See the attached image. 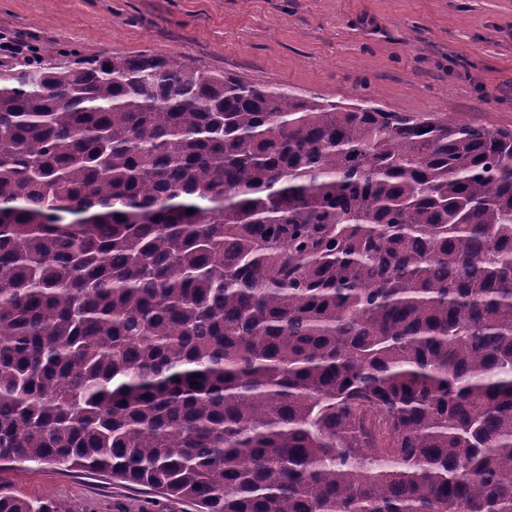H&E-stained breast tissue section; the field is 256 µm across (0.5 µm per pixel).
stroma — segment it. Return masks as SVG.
<instances>
[{
  "label": "stroma",
  "instance_id": "stroma-1",
  "mask_svg": "<svg viewBox=\"0 0 512 512\" xmlns=\"http://www.w3.org/2000/svg\"><path fill=\"white\" fill-rule=\"evenodd\" d=\"M175 56L329 102L512 129V0H0V62ZM0 493L68 512H198L59 464L0 463Z\"/></svg>",
  "mask_w": 512,
  "mask_h": 512
}]
</instances>
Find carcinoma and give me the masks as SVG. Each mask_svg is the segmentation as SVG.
Masks as SVG:
<instances>
[{
	"label": "carcinoma",
	"instance_id": "obj_1",
	"mask_svg": "<svg viewBox=\"0 0 512 512\" xmlns=\"http://www.w3.org/2000/svg\"><path fill=\"white\" fill-rule=\"evenodd\" d=\"M0 461L512 512V130L145 54L0 69Z\"/></svg>",
	"mask_w": 512,
	"mask_h": 512
}]
</instances>
